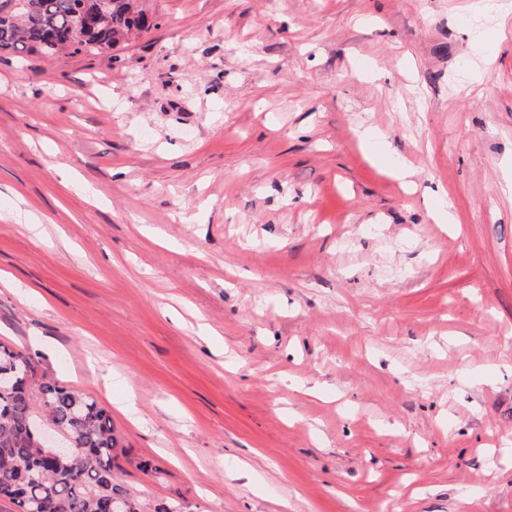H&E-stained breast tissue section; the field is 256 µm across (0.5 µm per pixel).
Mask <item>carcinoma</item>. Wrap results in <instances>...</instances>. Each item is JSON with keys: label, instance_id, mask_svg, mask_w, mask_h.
<instances>
[{"label": "carcinoma", "instance_id": "cac0c4a2", "mask_svg": "<svg viewBox=\"0 0 512 512\" xmlns=\"http://www.w3.org/2000/svg\"><path fill=\"white\" fill-rule=\"evenodd\" d=\"M138 0H112L109 18L85 27L97 14L96 0H0V53L52 56L112 52L151 22ZM0 498L26 512L19 498L18 470L34 468L41 480L28 493L38 512H104V499L117 488V439L107 410L95 399L63 387L40 371L24 351L0 343ZM51 427L80 448L73 458L51 460L29 441L30 432Z\"/></svg>", "mask_w": 512, "mask_h": 512}]
</instances>
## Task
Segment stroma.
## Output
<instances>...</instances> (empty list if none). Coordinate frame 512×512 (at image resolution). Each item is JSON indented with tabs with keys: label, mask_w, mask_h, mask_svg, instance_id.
<instances>
[{
	"label": "stroma",
	"mask_w": 512,
	"mask_h": 512,
	"mask_svg": "<svg viewBox=\"0 0 512 512\" xmlns=\"http://www.w3.org/2000/svg\"><path fill=\"white\" fill-rule=\"evenodd\" d=\"M468 3L145 0L116 55L0 56V341L144 512H512V15Z\"/></svg>",
	"instance_id": "obj_1"
}]
</instances>
